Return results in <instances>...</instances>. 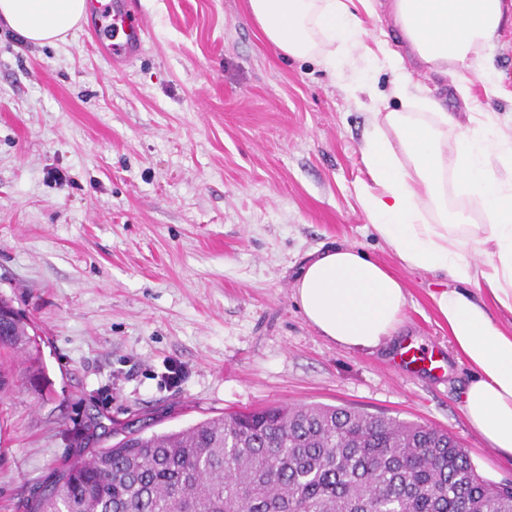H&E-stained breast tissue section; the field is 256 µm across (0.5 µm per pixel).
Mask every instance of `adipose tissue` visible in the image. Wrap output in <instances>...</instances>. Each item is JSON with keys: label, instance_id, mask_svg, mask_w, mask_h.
<instances>
[{"label": "adipose tissue", "instance_id": "1", "mask_svg": "<svg viewBox=\"0 0 512 512\" xmlns=\"http://www.w3.org/2000/svg\"><path fill=\"white\" fill-rule=\"evenodd\" d=\"M377 0H248L266 40L285 56L323 66L372 116L362 149L367 178L357 197L376 235L413 270L441 275L450 289L433 293L456 352L469 364L463 394L469 423L492 448L512 455V333L492 309L512 314V125L490 114L467 123L425 96L389 41L371 38L361 19ZM87 0H0V22L21 41L52 45L84 21ZM394 28L426 73L468 88V72L512 9L505 0H389ZM393 74L392 97H364L360 63ZM474 198L488 221L450 206L449 195ZM484 254L474 262L472 252ZM488 287L490 299L475 288ZM295 300L322 336L348 349L389 343L408 304L401 280L355 246L309 253L295 281Z\"/></svg>", "mask_w": 512, "mask_h": 512}]
</instances>
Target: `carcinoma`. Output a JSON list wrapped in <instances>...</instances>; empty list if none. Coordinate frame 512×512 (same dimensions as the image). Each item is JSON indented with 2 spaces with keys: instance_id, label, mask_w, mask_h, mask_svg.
I'll return each instance as SVG.
<instances>
[{
  "instance_id": "obj_1",
  "label": "carcinoma",
  "mask_w": 512,
  "mask_h": 512,
  "mask_svg": "<svg viewBox=\"0 0 512 512\" xmlns=\"http://www.w3.org/2000/svg\"><path fill=\"white\" fill-rule=\"evenodd\" d=\"M30 330L0 297V354H25L37 380ZM109 437L25 512H512V483L481 475L448 431L350 406H266Z\"/></svg>"
}]
</instances>
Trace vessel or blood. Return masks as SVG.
<instances>
[{"label": "vessel or blood", "mask_w": 512, "mask_h": 512, "mask_svg": "<svg viewBox=\"0 0 512 512\" xmlns=\"http://www.w3.org/2000/svg\"><path fill=\"white\" fill-rule=\"evenodd\" d=\"M93 8L103 20L120 23L124 34L123 41L116 42L104 29H97L96 50L99 55L113 65L124 64L135 58L143 47L145 28L132 23L134 10L131 0H95ZM398 367L405 373L423 370L440 374L444 371L443 360L437 353L422 351L410 342L402 343L399 347Z\"/></svg>", "instance_id": "vessel-or-blood-1"}]
</instances>
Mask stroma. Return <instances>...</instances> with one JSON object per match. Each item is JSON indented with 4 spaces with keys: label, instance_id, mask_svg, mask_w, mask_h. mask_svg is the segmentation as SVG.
Returning <instances> with one entry per match:
<instances>
[{
    "label": "stroma",
    "instance_id": "1",
    "mask_svg": "<svg viewBox=\"0 0 512 512\" xmlns=\"http://www.w3.org/2000/svg\"><path fill=\"white\" fill-rule=\"evenodd\" d=\"M136 2L144 50L121 70L90 22L45 46L0 26V295L35 326L44 371L31 385L16 358L0 391V512H23L80 443L103 445L101 428L179 430L281 403L448 430L484 477L512 481V456L462 410L471 370L431 299L438 279L402 266L358 202L369 114L316 62L281 56L246 0ZM481 57L467 97L405 66L446 111L511 115L512 29ZM336 245L402 280L396 343L342 348L297 307L308 253ZM409 339L440 351L442 376L394 368Z\"/></svg>",
    "mask_w": 512,
    "mask_h": 512
}]
</instances>
